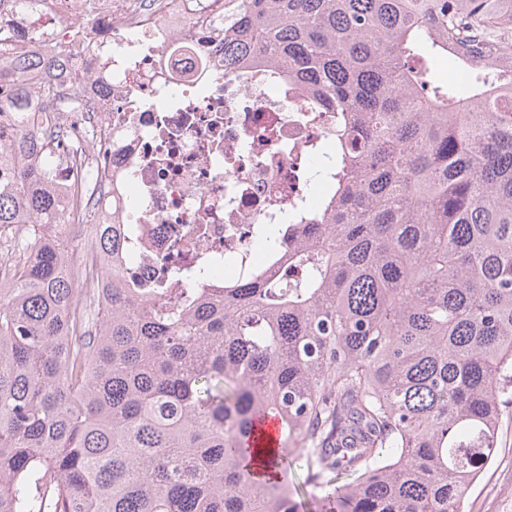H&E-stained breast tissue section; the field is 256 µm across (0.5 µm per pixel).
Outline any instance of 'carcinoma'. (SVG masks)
<instances>
[{
    "mask_svg": "<svg viewBox=\"0 0 512 512\" xmlns=\"http://www.w3.org/2000/svg\"><path fill=\"white\" fill-rule=\"evenodd\" d=\"M224 61L275 65L337 113L336 163L291 209L288 275L176 308L68 278L56 158L0 151V512H299L285 453L355 479L326 512H464L512 394V25L488 0H245ZM0 31L6 111L28 56ZM465 87L434 84L436 61ZM43 92L72 112L77 100ZM43 153V163L30 158ZM24 169L10 190L11 171ZM104 252L130 250L117 234ZM280 419L278 448L249 446ZM28 229V224H11L2 229L0 228V248L2 244V251L0 249V278L2 281L7 280V274L11 273L13 268H15L20 261L18 255H14V253L10 254L11 251L6 253L4 246L9 244V241L26 234Z\"/></svg>",
    "mask_w": 512,
    "mask_h": 512,
    "instance_id": "1",
    "label": "carcinoma"
}]
</instances>
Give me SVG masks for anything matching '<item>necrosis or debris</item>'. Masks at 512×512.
Listing matches in <instances>:
<instances>
[{
	"mask_svg": "<svg viewBox=\"0 0 512 512\" xmlns=\"http://www.w3.org/2000/svg\"><path fill=\"white\" fill-rule=\"evenodd\" d=\"M241 0H32L21 11L0 0V20L19 53L36 57L35 95L26 136L44 125L65 129L54 153L52 186L64 199L98 186L80 218L60 233L75 259L66 273L97 288L103 271L129 288L165 289L181 302V284L237 285L284 265L256 257L262 226L282 227L308 178L304 154L336 141V115L313 111L299 86L273 68L225 64L224 17ZM76 95L59 109L45 84ZM134 232L132 253L103 255L113 225Z\"/></svg>",
	"mask_w": 512,
	"mask_h": 512,
	"instance_id": "necrosis-or-debris-1",
	"label": "necrosis or debris"
}]
</instances>
